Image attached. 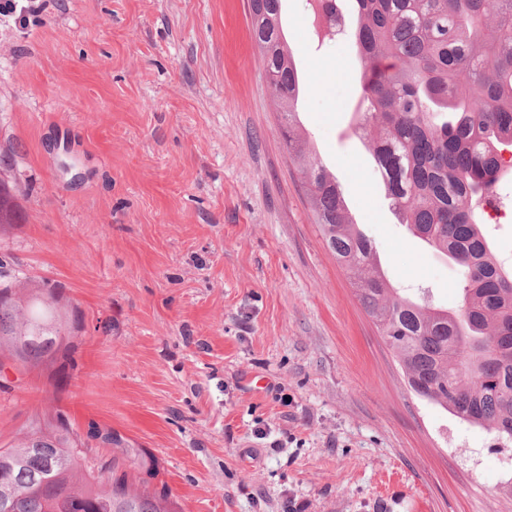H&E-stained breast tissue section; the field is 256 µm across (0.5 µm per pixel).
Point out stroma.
Returning a JSON list of instances; mask_svg holds the SVG:
<instances>
[{
  "label": "stroma",
  "mask_w": 512,
  "mask_h": 512,
  "mask_svg": "<svg viewBox=\"0 0 512 512\" xmlns=\"http://www.w3.org/2000/svg\"><path fill=\"white\" fill-rule=\"evenodd\" d=\"M0 0V263L81 321L61 389L0 376V442L61 405L160 460L183 512H512V443L427 404L328 249L247 0ZM310 144L394 286L459 302L353 132L359 59L283 0Z\"/></svg>",
  "instance_id": "obj_1"
}]
</instances>
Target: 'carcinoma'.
<instances>
[{"label": "carcinoma", "instance_id": "carcinoma-1", "mask_svg": "<svg viewBox=\"0 0 512 512\" xmlns=\"http://www.w3.org/2000/svg\"><path fill=\"white\" fill-rule=\"evenodd\" d=\"M325 35L343 22L318 0ZM363 67L355 133L372 144L394 214L456 270L461 305L411 298L387 280L336 176L308 148L304 88L281 22L282 0H249L251 27L282 118L288 156L336 263L395 354L410 390L454 417L512 441V271L482 231L484 206L512 149V0H355ZM18 209L0 183V228ZM79 318L51 283L27 288L0 270V371L74 369ZM159 459L112 429L81 438L65 411L0 446V500L13 512H182Z\"/></svg>", "mask_w": 512, "mask_h": 512}]
</instances>
